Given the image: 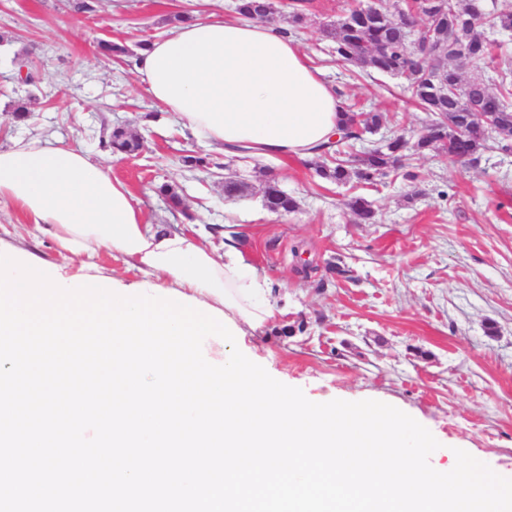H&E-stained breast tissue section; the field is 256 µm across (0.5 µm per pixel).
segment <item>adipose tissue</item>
Wrapping results in <instances>:
<instances>
[{"label": "adipose tissue", "instance_id": "obj_1", "mask_svg": "<svg viewBox=\"0 0 512 512\" xmlns=\"http://www.w3.org/2000/svg\"><path fill=\"white\" fill-rule=\"evenodd\" d=\"M149 97L193 135L231 153L307 159L333 134L340 101L294 37L262 21L202 16L151 42L135 61ZM60 251L104 250L155 285L220 309L246 335L273 318L276 298L240 247L217 256L202 230L144 223L130 190L78 148L17 139L0 149V200Z\"/></svg>", "mask_w": 512, "mask_h": 512}]
</instances>
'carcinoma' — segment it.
Segmentation results:
<instances>
[{"label":"carcinoma","instance_id":"cac0c4a2","mask_svg":"<svg viewBox=\"0 0 512 512\" xmlns=\"http://www.w3.org/2000/svg\"><path fill=\"white\" fill-rule=\"evenodd\" d=\"M416 2L418 10L429 16L436 46L447 61V67L435 77L425 75L428 65L406 52L408 30L398 11L385 12L360 0L342 17L326 25L325 32L333 40L331 55L336 62L354 64L369 77L405 75L411 103L428 115L425 133L412 145L398 136L382 146L351 154L345 146L378 128L383 115L344 99L343 119L338 126L340 139L316 146L313 157L306 162L319 177L336 184L356 181L373 186L390 172L404 168L406 151L410 149L444 152L450 159L473 164L488 149L512 152V71L499 75L496 92L488 89L482 77L465 78L461 72L464 64L491 56L492 45L483 34L485 27L505 33L512 31V11L494 9L479 13L475 6L480 0H469L464 6L460 0H446L443 12L432 17L430 4L425 0ZM237 12L245 19L255 20L272 13L273 3L239 0ZM482 112L495 113L499 132L493 143L477 118ZM103 146L126 155L140 150L143 144L134 135L116 129ZM263 197L266 207L273 212H289L297 207L296 201L271 181L266 183ZM349 206L361 220L373 221L375 212L364 197H353Z\"/></svg>","mask_w":512,"mask_h":512}]
</instances>
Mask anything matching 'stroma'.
Listing matches in <instances>:
<instances>
[{
  "mask_svg": "<svg viewBox=\"0 0 512 512\" xmlns=\"http://www.w3.org/2000/svg\"><path fill=\"white\" fill-rule=\"evenodd\" d=\"M0 0V148L17 138L84 150L109 166L131 191L145 223L173 228L196 222L233 225L247 236L244 255L277 285L279 311L246 346L277 381L314 402L378 400L412 416L440 444V457L467 451L512 478V155L485 151L480 164L447 154L412 155L409 180L392 173L376 185H338L299 160L228 155L182 130L155 104L132 60L140 45L165 37L172 18L233 15L231 0ZM272 22L293 9L309 17L296 39L311 64L347 101L383 112L382 135L416 140L424 115L411 104L403 77H349L331 60L323 25L350 0H273ZM123 46L122 59L101 42ZM28 117L14 120L17 105ZM121 128L144 138L136 156L100 148ZM211 154L215 165L189 171L184 155ZM275 180L295 198L294 212L263 205ZM249 191L230 197L226 181ZM174 188L171 209L160 186ZM365 197L376 211L362 223L348 208ZM0 243L37 260L82 273L47 235L0 202ZM350 278L329 272L332 263ZM303 332L281 335L287 324Z\"/></svg>",
  "mask_w": 512,
  "mask_h": 512,
  "instance_id": "obj_1",
  "label": "stroma"
}]
</instances>
